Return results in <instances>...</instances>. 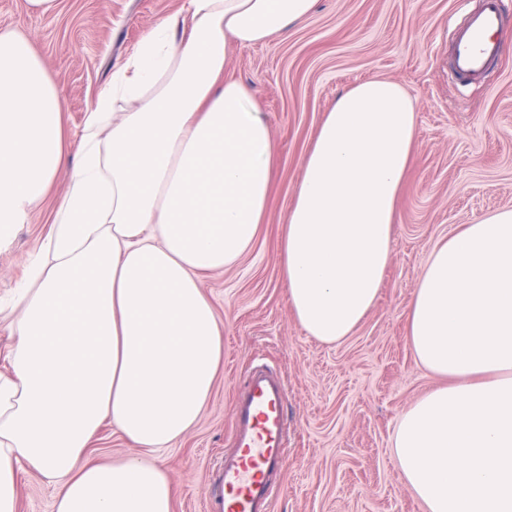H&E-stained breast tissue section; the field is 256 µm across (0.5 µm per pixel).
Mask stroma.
<instances>
[{"mask_svg": "<svg viewBox=\"0 0 512 512\" xmlns=\"http://www.w3.org/2000/svg\"><path fill=\"white\" fill-rule=\"evenodd\" d=\"M40 14L0 0V28L26 33L64 94L63 124L78 149L83 115L115 66L182 0H57ZM479 0H320L301 24L233 49L225 77L265 112L277 145L268 216L252 250L204 287L224 327V367L194 429L161 463L174 512H210L219 467L235 450L232 409L255 365L285 386L288 466L271 512H426L393 460L403 411L438 383L417 363L407 314L434 247L512 209V0H501L505 55L485 77L449 75L454 32ZM369 79L400 84L417 112L418 139L394 220L393 250L374 308L351 336L325 345L294 320L278 242L303 160L336 97ZM69 182L56 185L0 246V298L44 253L46 224Z\"/></svg>", "mask_w": 512, "mask_h": 512, "instance_id": "35a3bbf8", "label": "stroma"}]
</instances>
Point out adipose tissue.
Segmentation results:
<instances>
[{
    "label": "adipose tissue",
    "mask_w": 512,
    "mask_h": 512,
    "mask_svg": "<svg viewBox=\"0 0 512 512\" xmlns=\"http://www.w3.org/2000/svg\"><path fill=\"white\" fill-rule=\"evenodd\" d=\"M319 0H183L119 64L85 114L77 157L64 100L20 32L0 31V244L60 171L0 349V512L20 476L47 478L53 512H173L158 454L196 424L224 360L203 291L267 217L274 138L233 48L281 35ZM415 106L389 80L341 94L303 162L278 244L291 312L332 345L372 309L393 250L417 141ZM418 363L439 386L400 416L396 464L428 512H512V210L433 249L408 314ZM137 448H90L104 427Z\"/></svg>",
    "instance_id": "ef3b65f1"
}]
</instances>
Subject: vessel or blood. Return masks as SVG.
I'll return each mask as SVG.
<instances>
[{"label": "vessel or blood", "instance_id": "b4317fda", "mask_svg": "<svg viewBox=\"0 0 512 512\" xmlns=\"http://www.w3.org/2000/svg\"><path fill=\"white\" fill-rule=\"evenodd\" d=\"M501 22L499 0H483L453 40L451 68L462 79L481 76L502 53L492 33ZM236 451L225 459L216 490L219 512H268L287 461L283 388L270 369L252 375L233 409Z\"/></svg>", "mask_w": 512, "mask_h": 512}]
</instances>
